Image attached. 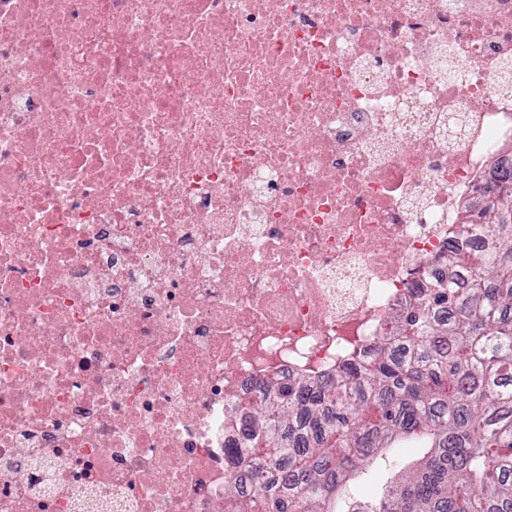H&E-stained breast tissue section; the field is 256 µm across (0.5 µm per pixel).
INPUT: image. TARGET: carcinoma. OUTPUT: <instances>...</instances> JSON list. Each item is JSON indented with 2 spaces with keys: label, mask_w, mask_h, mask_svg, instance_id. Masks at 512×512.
<instances>
[{
  "label": "carcinoma",
  "mask_w": 512,
  "mask_h": 512,
  "mask_svg": "<svg viewBox=\"0 0 512 512\" xmlns=\"http://www.w3.org/2000/svg\"><path fill=\"white\" fill-rule=\"evenodd\" d=\"M487 246L448 255V277L381 344L317 388L297 382L249 406L244 432L261 493L228 512H512V171L464 207ZM423 449L405 464L393 448ZM373 461L390 474L359 504Z\"/></svg>",
  "instance_id": "cac0c4a2"
}]
</instances>
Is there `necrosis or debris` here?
I'll return each instance as SVG.
<instances>
[{
    "label": "necrosis or debris",
    "mask_w": 512,
    "mask_h": 512,
    "mask_svg": "<svg viewBox=\"0 0 512 512\" xmlns=\"http://www.w3.org/2000/svg\"><path fill=\"white\" fill-rule=\"evenodd\" d=\"M512 0H0V512H224L240 408L477 251Z\"/></svg>",
    "instance_id": "necrosis-or-debris-1"
}]
</instances>
